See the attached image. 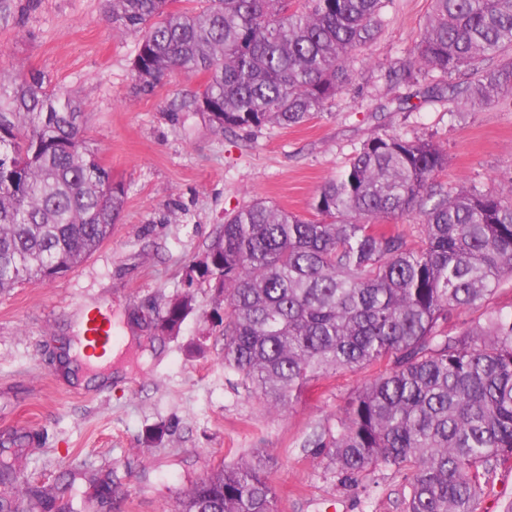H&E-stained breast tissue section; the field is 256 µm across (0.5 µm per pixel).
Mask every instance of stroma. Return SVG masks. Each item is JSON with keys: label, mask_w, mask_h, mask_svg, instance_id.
I'll use <instances>...</instances> for the list:
<instances>
[{"label": "stroma", "mask_w": 512, "mask_h": 512, "mask_svg": "<svg viewBox=\"0 0 512 512\" xmlns=\"http://www.w3.org/2000/svg\"><path fill=\"white\" fill-rule=\"evenodd\" d=\"M430 0H387L374 40L361 47L347 89L309 123L217 129L186 104L202 80L175 73L141 93L137 39L117 31L105 0H10L0 14V74L44 73L83 103L82 134L125 190L112 237L79 266L0 293V460L37 433L24 480L71 484L59 512H174L213 468L268 456L278 512H402L400 476L343 483L318 442L343 400L376 374L345 370L310 383L293 406L270 413L224 364L220 298L201 275L225 218L262 198L302 216L376 133L432 137L448 154V190L497 192L512 180V96L462 112L447 101L401 105L414 94L390 69L413 53ZM191 294L177 334L158 331L171 299ZM96 307L112 312L119 343L113 377L80 385L59 362L62 339ZM111 474L100 504L90 485ZM512 501V462L487 475L475 512Z\"/></svg>", "instance_id": "1"}]
</instances>
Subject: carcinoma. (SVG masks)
<instances>
[{
    "instance_id": "1",
    "label": "carcinoma",
    "mask_w": 512,
    "mask_h": 512,
    "mask_svg": "<svg viewBox=\"0 0 512 512\" xmlns=\"http://www.w3.org/2000/svg\"><path fill=\"white\" fill-rule=\"evenodd\" d=\"M107 0L112 23L138 35L133 70L151 92L174 72L202 74L189 107L219 129L298 126L350 82L385 0ZM413 58L391 81L448 92L458 107L512 92V0H431ZM439 74L448 84L433 79ZM81 103L40 73L0 79V292L81 264L112 236L124 190L82 135ZM448 155L432 139H367L328 180L306 218L261 199L224 222L204 275L224 294V364L273 413L311 382L383 368L345 399L325 435L344 480L402 476V512H474L485 476L512 461V180L496 193L437 181ZM412 215L418 239L388 223ZM482 313L448 333L462 311ZM192 310L168 303L160 330ZM21 467L0 462V485ZM68 487L0 497V512H53ZM260 456L195 481L178 512H277Z\"/></svg>"
}]
</instances>
